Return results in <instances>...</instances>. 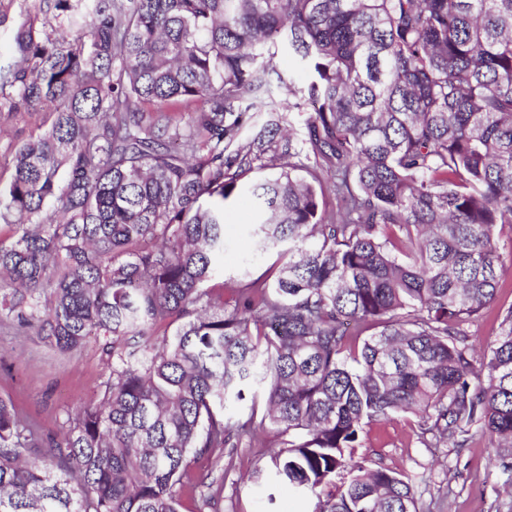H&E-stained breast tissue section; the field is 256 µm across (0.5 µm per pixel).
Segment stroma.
I'll return each instance as SVG.
<instances>
[{
  "label": "stroma",
  "instance_id": "35a3bbf8",
  "mask_svg": "<svg viewBox=\"0 0 512 512\" xmlns=\"http://www.w3.org/2000/svg\"><path fill=\"white\" fill-rule=\"evenodd\" d=\"M253 209L248 193L224 204L226 250L219 268L225 276L243 272L256 278L278 259L277 252L252 255L244 247L243 223ZM108 374L98 343L90 341L74 355L59 353L33 332L0 327V396L44 429L60 424L65 410L95 403ZM412 418L372 426L364 453L373 462L407 470L415 477L416 497L433 503V512H512V470L496 466L488 441L474 437L462 449L425 448L417 443ZM258 448L232 452L235 467L224 474V512H313L314 501L282 483L263 480L240 484L239 473L271 470L273 430Z\"/></svg>",
  "mask_w": 512,
  "mask_h": 512
}]
</instances>
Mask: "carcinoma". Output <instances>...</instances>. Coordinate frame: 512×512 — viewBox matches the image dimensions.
I'll use <instances>...</instances> for the list:
<instances>
[{
	"mask_svg": "<svg viewBox=\"0 0 512 512\" xmlns=\"http://www.w3.org/2000/svg\"><path fill=\"white\" fill-rule=\"evenodd\" d=\"M39 11L0 60V113L52 114L0 182V321L66 354L98 337L109 376L55 431L0 398V512H218L224 469L195 463L267 428L316 512H428L411 474L355 456L405 414L422 446L479 432L512 469V306L469 333L506 272L512 0ZM243 191L252 252L286 261L219 281Z\"/></svg>",
	"mask_w": 512,
	"mask_h": 512,
	"instance_id": "obj_1",
	"label": "carcinoma"
}]
</instances>
